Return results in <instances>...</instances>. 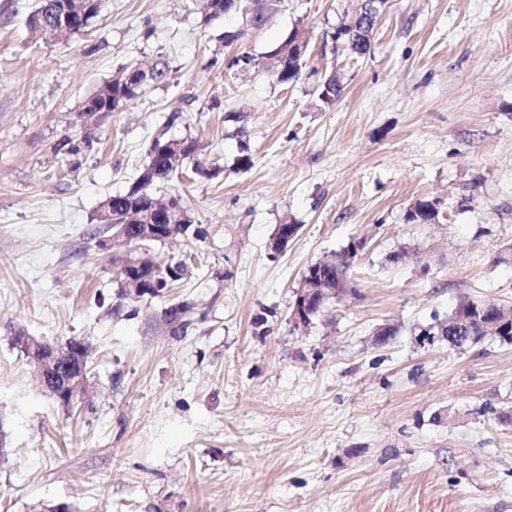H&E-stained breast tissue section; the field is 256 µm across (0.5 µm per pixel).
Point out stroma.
Returning a JSON list of instances; mask_svg holds the SVG:
<instances>
[{
	"mask_svg": "<svg viewBox=\"0 0 512 512\" xmlns=\"http://www.w3.org/2000/svg\"><path fill=\"white\" fill-rule=\"evenodd\" d=\"M359 2L211 19L204 0H105L62 43L30 30L38 0H0V512H512V346L411 336L467 300L512 306V0H389L361 58L332 40ZM296 26L309 62L281 84L264 60ZM242 53L258 66L224 67ZM160 59L166 79L82 116ZM158 137L202 148L151 188L193 225L142 248L98 215ZM419 199L436 223L407 222ZM354 240L353 292L295 326L307 267ZM145 251L187 270L135 299L116 268ZM382 325L398 335L377 346ZM20 332L86 342L88 397L46 392Z\"/></svg>",
	"mask_w": 512,
	"mask_h": 512,
	"instance_id": "35a3bbf8",
	"label": "stroma"
}]
</instances>
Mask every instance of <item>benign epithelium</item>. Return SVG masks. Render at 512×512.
<instances>
[{
    "label": "benign epithelium",
    "mask_w": 512,
    "mask_h": 512,
    "mask_svg": "<svg viewBox=\"0 0 512 512\" xmlns=\"http://www.w3.org/2000/svg\"><path fill=\"white\" fill-rule=\"evenodd\" d=\"M386 0H363L361 8L354 17L363 18L366 26L373 27L384 7ZM103 0H69L64 7L57 10L51 20L36 19L38 25L56 31L63 37L83 31L89 26L95 12L102 8ZM310 41V32L302 28L287 37V44L281 56L288 55L301 60L306 56ZM179 224H123L115 233V237L129 242H140L144 239H171L180 234ZM147 269V264L140 258H130L120 267V275L127 287L129 296L140 298L146 292L160 291L162 281L150 280L151 287H146V278L138 275V271ZM346 290L340 287V281L325 276L321 268H314L303 279V288L297 292L292 319L295 325L309 324V310L312 307L323 310L330 302L337 299ZM472 310H460L449 327L456 336L460 346L469 341V320ZM15 346L26 357L27 361L38 371L41 385L51 391L60 401L72 402L82 399L87 394V378L83 349L68 343L49 344L34 336L20 333L14 337Z\"/></svg>",
    "instance_id": "1"
}]
</instances>
